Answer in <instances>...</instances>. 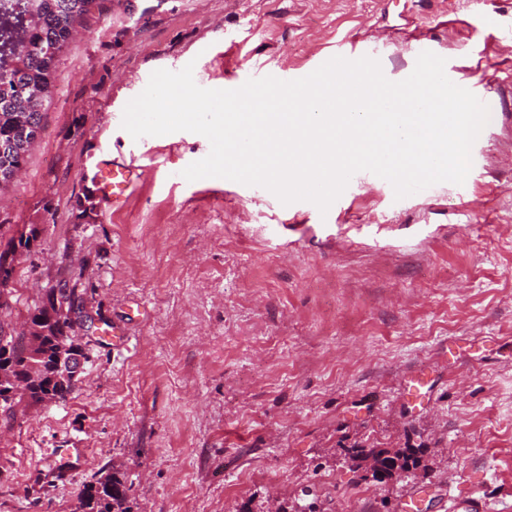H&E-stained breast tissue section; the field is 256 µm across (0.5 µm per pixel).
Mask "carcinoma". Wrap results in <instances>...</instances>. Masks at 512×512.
<instances>
[{
  "label": "carcinoma",
  "mask_w": 512,
  "mask_h": 512,
  "mask_svg": "<svg viewBox=\"0 0 512 512\" xmlns=\"http://www.w3.org/2000/svg\"><path fill=\"white\" fill-rule=\"evenodd\" d=\"M97 6L99 0H25L17 16L24 40L10 51V64L0 67V171L22 173L44 131L61 54ZM36 240L35 227L12 233L10 225L0 224V273L12 277L17 254ZM45 297L30 316L29 335L0 331V369L10 373L19 388L18 397L3 398L6 404L64 400L75 387L76 381L64 372L73 355H83L71 336L84 315L82 294L64 282L47 289ZM346 454L352 466L371 472L379 483L421 466L415 448L357 443ZM79 500L82 512H131L127 488L115 474L84 486Z\"/></svg>",
  "instance_id": "1"
}]
</instances>
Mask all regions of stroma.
Masks as SVG:
<instances>
[{"mask_svg": "<svg viewBox=\"0 0 512 512\" xmlns=\"http://www.w3.org/2000/svg\"><path fill=\"white\" fill-rule=\"evenodd\" d=\"M511 33L512 0H101L0 191V224L38 230L0 327L26 331L72 274L95 319L74 333L88 361L71 395L0 406V512H79L83 486L115 472L133 512H455L463 497L512 512ZM422 43L456 85L497 84L460 186L398 200L360 171L323 215L187 181L202 135L122 127L135 76L158 69L235 89L371 52L399 82ZM106 153L146 170L116 214L96 190ZM356 443L422 462L379 484L346 461Z\"/></svg>", "mask_w": 512, "mask_h": 512, "instance_id": "1", "label": "stroma"}]
</instances>
